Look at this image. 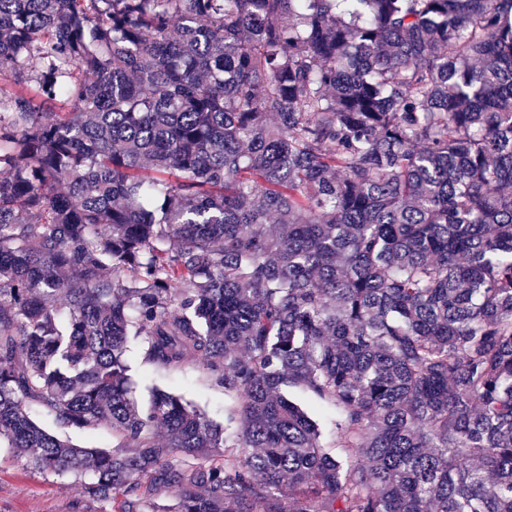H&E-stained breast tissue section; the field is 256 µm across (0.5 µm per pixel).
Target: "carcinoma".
<instances>
[{
  "instance_id": "carcinoma-1",
  "label": "carcinoma",
  "mask_w": 512,
  "mask_h": 512,
  "mask_svg": "<svg viewBox=\"0 0 512 512\" xmlns=\"http://www.w3.org/2000/svg\"><path fill=\"white\" fill-rule=\"evenodd\" d=\"M1 445L115 512H512V0H0ZM131 378L136 395L146 406L150 390L158 387L191 402L209 419L223 425L238 405V397L232 392L215 385L208 373L198 366H188L179 371H166L146 363L140 347L131 343L128 348ZM286 392L289 399L305 407L319 423L324 433L325 446L333 447L335 444V433L330 425L333 410L326 404L313 401L307 393L298 388H290ZM71 440L83 447H100V448H115L119 441L112 432L108 430H98L92 432H84L78 430H71L67 433Z\"/></svg>"
}]
</instances>
